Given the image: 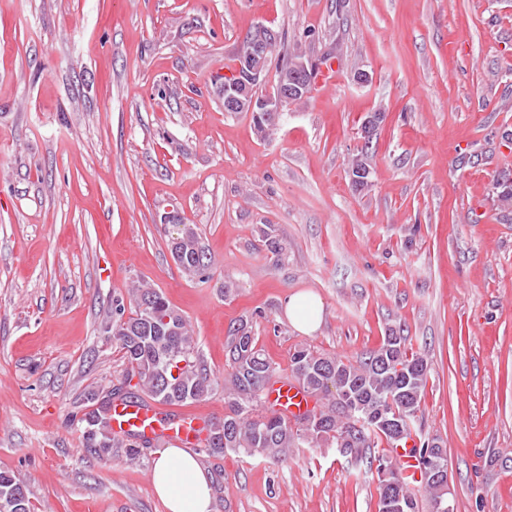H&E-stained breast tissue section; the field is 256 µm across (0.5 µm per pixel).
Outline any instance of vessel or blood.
<instances>
[{
  "mask_svg": "<svg viewBox=\"0 0 512 512\" xmlns=\"http://www.w3.org/2000/svg\"><path fill=\"white\" fill-rule=\"evenodd\" d=\"M269 394L275 409L290 415L300 414L310 405L309 397L299 384L288 379L273 381ZM206 424L204 414L167 417L161 408L141 400L119 402L112 409V431L121 437L144 436L190 446L195 444Z\"/></svg>",
  "mask_w": 512,
  "mask_h": 512,
  "instance_id": "b4317fda",
  "label": "vessel or blood"
}]
</instances>
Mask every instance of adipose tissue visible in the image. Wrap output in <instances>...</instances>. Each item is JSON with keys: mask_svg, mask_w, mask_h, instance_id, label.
<instances>
[{"mask_svg": "<svg viewBox=\"0 0 512 512\" xmlns=\"http://www.w3.org/2000/svg\"><path fill=\"white\" fill-rule=\"evenodd\" d=\"M152 484L167 512H211V481L196 458L182 449L160 452L153 465Z\"/></svg>", "mask_w": 512, "mask_h": 512, "instance_id": "1", "label": "adipose tissue"}]
</instances>
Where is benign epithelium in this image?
Returning <instances> with one entry per match:
<instances>
[{
	"label": "benign epithelium",
	"mask_w": 512,
	"mask_h": 512,
	"mask_svg": "<svg viewBox=\"0 0 512 512\" xmlns=\"http://www.w3.org/2000/svg\"><path fill=\"white\" fill-rule=\"evenodd\" d=\"M276 39V33L269 27L261 26L258 32L247 38L236 59L234 71L224 79V107L230 112H248L252 115L279 113L291 102L289 95L304 97L310 92L307 81L309 65L297 60L288 70L281 73L277 86L262 96L253 94L254 86L265 77L269 58V44Z\"/></svg>",
	"instance_id": "obj_1"
}]
</instances>
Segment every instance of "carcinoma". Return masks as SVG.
<instances>
[{"label": "carcinoma", "mask_w": 512, "mask_h": 512, "mask_svg": "<svg viewBox=\"0 0 512 512\" xmlns=\"http://www.w3.org/2000/svg\"><path fill=\"white\" fill-rule=\"evenodd\" d=\"M511 173L495 181L500 206L512 207ZM175 263L189 273L202 270L208 260L193 224L182 225L180 243L173 255ZM112 336L119 342L123 358L138 376L139 385L149 395L167 405L196 401L213 389L210 369L201 358L184 318L155 288L139 287L129 301L112 299ZM395 352L401 362L411 366L399 374L382 365L388 352ZM293 377L312 397H329L331 403L319 410L321 422L311 420V412L295 420L264 407L262 395L273 376L271 363L258 348L248 324L230 329L226 344L227 372L224 399L229 412L215 419L208 428L206 444L212 454L228 450L273 461L288 458V449L305 440L317 444L332 441L343 456H354L376 467L379 475L378 507L388 492L399 495L405 512H417V502L407 491V479L400 461L391 453L375 456L367 449L384 440L391 448L404 444L412 434L407 431L395 438L379 429L372 417L380 412L399 413L413 422L420 411V401L428 376L426 361L407 343V337L393 332L383 337L378 348L369 351L357 365L335 356L315 354L306 347L289 352ZM337 373L350 391L352 406L346 407L331 392L334 378L323 370ZM112 410L99 417L92 410L83 414L82 438L87 451L99 458L123 453L133 462L153 446V441L120 440L112 435ZM419 462L422 483L431 497L433 512H447L448 482L435 478L436 469L447 468L445 449L438 443L423 442L412 448ZM0 512H30V501L14 476L0 472Z\"/></svg>", "instance_id": "obj_1"}]
</instances>
